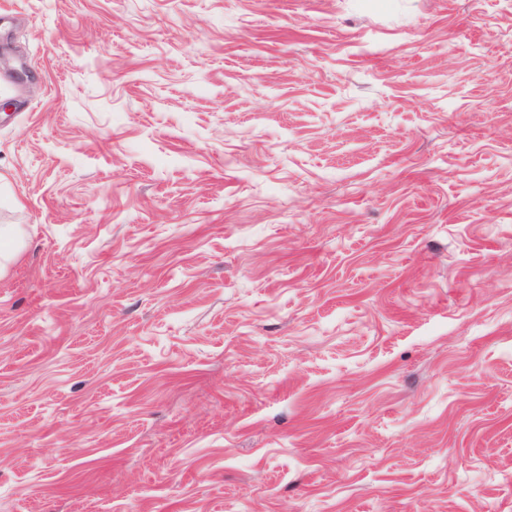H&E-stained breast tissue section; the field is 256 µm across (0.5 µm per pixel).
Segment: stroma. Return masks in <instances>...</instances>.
Here are the masks:
<instances>
[{"instance_id": "stroma-1", "label": "stroma", "mask_w": 512, "mask_h": 512, "mask_svg": "<svg viewBox=\"0 0 512 512\" xmlns=\"http://www.w3.org/2000/svg\"><path fill=\"white\" fill-rule=\"evenodd\" d=\"M6 100L0 512H512V0H0Z\"/></svg>"}]
</instances>
